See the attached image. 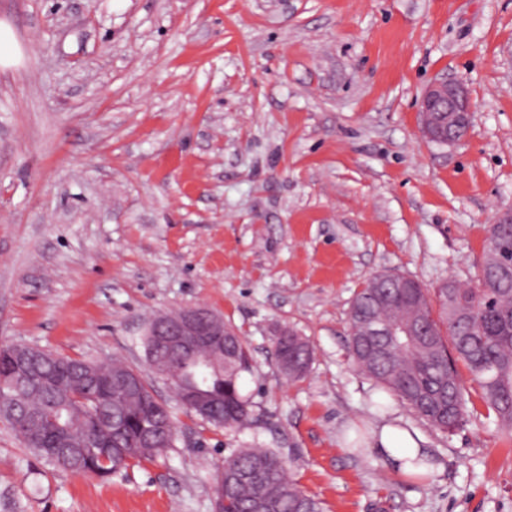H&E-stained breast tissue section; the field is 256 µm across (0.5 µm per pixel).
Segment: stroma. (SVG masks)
Segmentation results:
<instances>
[{"mask_svg":"<svg viewBox=\"0 0 512 512\" xmlns=\"http://www.w3.org/2000/svg\"><path fill=\"white\" fill-rule=\"evenodd\" d=\"M0 343L122 357L178 419L107 479L53 469L0 421V512H213L215 476L271 448L323 512H512V436L462 371L467 419L430 426L359 374L347 312L373 274L474 280L512 209V0H0ZM440 77L473 103L421 133ZM204 306L242 337L251 422L215 427L150 373L146 321ZM292 328L307 376L271 355ZM394 420L425 477L368 451ZM421 130L426 139L442 146H455L466 137L473 107L463 82L436 79L424 92L420 103ZM448 134H441L442 125Z\"/></svg>","mask_w":512,"mask_h":512,"instance_id":"1","label":"stroma"}]
</instances>
